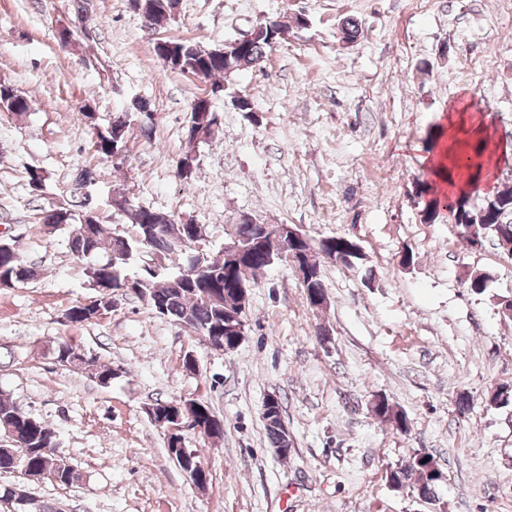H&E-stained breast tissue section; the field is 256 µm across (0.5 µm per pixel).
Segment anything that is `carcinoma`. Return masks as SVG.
I'll return each instance as SVG.
<instances>
[{"label":"carcinoma","mask_w":512,"mask_h":512,"mask_svg":"<svg viewBox=\"0 0 512 512\" xmlns=\"http://www.w3.org/2000/svg\"><path fill=\"white\" fill-rule=\"evenodd\" d=\"M133 10L150 25L159 26L173 19L179 8V0H129ZM254 38L248 41L233 40L228 52L205 49L190 42H180L179 52L168 58L154 49L155 56L164 69L213 79L219 84L230 81L238 72L253 67L266 51L280 43L284 36L283 25L277 20H264L253 29ZM0 107L7 112L22 115L30 109V102L11 84L0 81ZM191 121L201 138L186 131L187 151L191 154L200 144L206 142L219 130L215 123V112L211 98L195 97L190 101ZM93 129L92 147L103 158L112 157V148H121L125 134L118 133L123 126L122 119L101 125L93 114H84ZM98 183L97 173L84 167L76 175L67 189L72 202L50 205L42 209L40 224L52 233L61 226H69L72 231L68 238L71 254L82 261L88 281H97L105 287L96 291L97 301L85 308L70 307L65 318L72 323L91 322L98 319L99 312H109L112 307V293L126 282L133 281L129 293L157 310L156 301H161L163 309L158 315L178 324H186L198 337L211 339L219 337L216 330L224 329V324L239 314L238 299L232 292L233 282L248 283L257 273L282 263L277 256L261 250L246 251L243 266L227 268L224 258L202 255L203 272L200 276L187 277L183 273H168L167 262L173 251H154L156 242L163 238H182L193 243V222L181 223L174 216L150 208L125 205L123 192H111L106 206L112 211L124 214L125 224L130 229H112V235H105L104 224L100 219L99 203L95 195ZM418 193L429 195L426 218L431 220L436 214L439 199L436 185L431 181L419 184ZM472 192L458 193L456 207L451 210L452 220L460 229V234L471 245H482L487 239L500 242V237L512 234V224L503 223L504 215L512 212V186H505L494 195L475 207L470 203ZM353 241L345 236H327L316 247L330 255L336 251L347 253L350 260L344 266L354 268L362 264V253H352ZM140 264L136 273L128 269ZM37 275L36 267L23 261L16 247L0 248V288H12ZM81 348L67 340L57 342L54 348L56 360L65 367H74L87 377L105 386L112 383V364L105 363L97 356L81 358L77 353ZM11 429L16 434L23 452L21 463L27 469L40 475V479L50 480L60 485H72L81 480V474L66 464L55 451L59 447L58 435L44 422L19 410L10 397L0 396V434ZM403 487L418 488L422 475L416 463L394 472Z\"/></svg>","instance_id":"1"}]
</instances>
